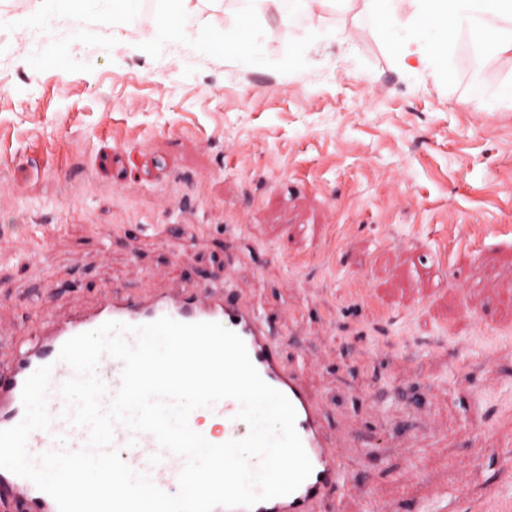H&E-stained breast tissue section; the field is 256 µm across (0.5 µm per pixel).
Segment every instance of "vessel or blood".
<instances>
[{
  "label": "vessel or blood",
  "mask_w": 512,
  "mask_h": 512,
  "mask_svg": "<svg viewBox=\"0 0 512 512\" xmlns=\"http://www.w3.org/2000/svg\"><path fill=\"white\" fill-rule=\"evenodd\" d=\"M163 317L183 323L217 322L234 331L244 341L261 378L282 392L295 409V427L312 463L310 476L289 495L259 502L249 509L238 507L234 512H319V505L332 488L354 491L353 480L341 467L340 448L323 432L317 403L303 385L300 373L285 364L259 310L224 287L191 286L189 276L184 274L166 288L147 289L137 294L109 291L99 295L93 304L64 313H47L33 340L24 346L16 345L14 339L0 329V429L22 421L23 385L34 371L48 365L52 368L48 395L52 422L49 429L31 433L28 451L36 457L47 448H82L87 440V429L71 426L61 417L66 402L59 386L73 375L71 368L58 359L61 347L75 335L94 330L108 321L141 326ZM97 372L107 386L102 401L110 403L121 384L122 364L106 357ZM238 410V403L232 399L221 400L210 408V415L220 419L222 428L208 434L209 442L221 444L248 434V426L236 418ZM113 446L131 468L149 473L163 491L177 492L178 475L185 460L168 453L159 465L149 466V455L159 449L153 435H133L119 426L114 431ZM0 512H58V506L30 480L0 469Z\"/></svg>",
  "instance_id": "obj_1"
}]
</instances>
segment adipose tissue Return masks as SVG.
<instances>
[{
  "instance_id": "1",
  "label": "adipose tissue",
  "mask_w": 512,
  "mask_h": 512,
  "mask_svg": "<svg viewBox=\"0 0 512 512\" xmlns=\"http://www.w3.org/2000/svg\"><path fill=\"white\" fill-rule=\"evenodd\" d=\"M140 0H36L28 16L0 14V22L25 27L48 24L72 11L87 14L112 13L131 23L139 20ZM400 0H366L359 15L369 27L393 45L402 66L411 72L444 75L448 44L460 31H467L472 43L487 45L502 56L512 55V0H409L411 10L401 13ZM148 21L151 40L157 44L202 35L200 47L206 52L230 50L255 61L261 57L260 28L241 16L233 4L223 5L231 23L224 33L212 32L208 11L218 0H152ZM481 15L485 24H474Z\"/></svg>"
}]
</instances>
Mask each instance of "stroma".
Instances as JSON below:
<instances>
[{"mask_svg":"<svg viewBox=\"0 0 512 512\" xmlns=\"http://www.w3.org/2000/svg\"><path fill=\"white\" fill-rule=\"evenodd\" d=\"M362 6L290 28L254 2L260 64L149 45L143 20L118 41L109 15L0 26V225L25 227L0 326L183 268L229 280L364 487L325 512H472L512 458V59L477 76L454 41L446 78L408 72ZM333 224L336 251L291 264Z\"/></svg>","mask_w":512,"mask_h":512,"instance_id":"stroma-1","label":"stroma"}]
</instances>
